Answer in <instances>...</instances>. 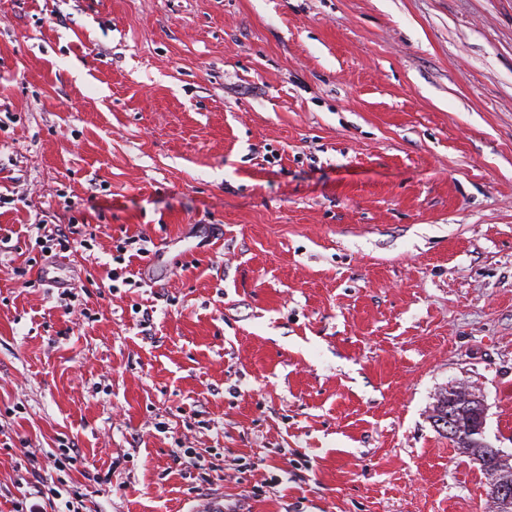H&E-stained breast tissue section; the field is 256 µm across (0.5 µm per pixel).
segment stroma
Returning <instances> with one entry per match:
<instances>
[{
	"label": "stroma",
	"mask_w": 512,
	"mask_h": 512,
	"mask_svg": "<svg viewBox=\"0 0 512 512\" xmlns=\"http://www.w3.org/2000/svg\"><path fill=\"white\" fill-rule=\"evenodd\" d=\"M0 196V512L66 442L82 512H486L429 408L512 453V0H0ZM71 235H74L75 232H70L69 235L68 234H64V233H59L58 230H56V232H51L50 234L48 235H39L37 236V239H36V244H39L40 242H42L40 240L41 237H44V238H50V239H46V241H52V242H56V243H53L52 246H40L39 247H42L41 249V252L43 253H46V254H51L52 253V250H53V246H56L54 249L60 252H69V251H75V252H78L81 248L85 249V250H90V247L91 244L89 243V240H93L92 238V233H88L89 237L86 238V235H83V237L85 238H75V237H72L70 236ZM44 254L43 256H48ZM456 387L457 389L451 392L448 391V388L441 390L436 396V402L433 405L431 415L433 422L436 424L438 420H442L445 416H448V438L455 442L466 440V437L469 435H475V437L483 435L486 408L480 399H478V409L476 410L474 420L466 426L454 422L452 417L448 415V412L454 413L459 421L464 422L470 418L472 408L475 405L473 398L476 397V394L470 390L469 387L463 385ZM448 394L453 396L454 401L449 409ZM456 445L462 453L467 454L476 461L478 458L484 459L486 455H492V449L488 448L483 439H481L480 443L457 442Z\"/></svg>",
	"instance_id": "35a3bbf8"
}]
</instances>
